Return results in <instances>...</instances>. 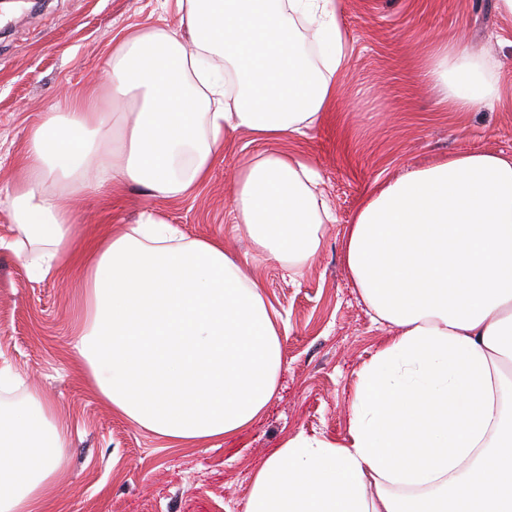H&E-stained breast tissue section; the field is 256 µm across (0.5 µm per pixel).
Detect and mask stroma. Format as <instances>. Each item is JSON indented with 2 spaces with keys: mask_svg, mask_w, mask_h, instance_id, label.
Wrapping results in <instances>:
<instances>
[{
  "mask_svg": "<svg viewBox=\"0 0 512 512\" xmlns=\"http://www.w3.org/2000/svg\"><path fill=\"white\" fill-rule=\"evenodd\" d=\"M348 66L336 102L307 136L289 142L317 169L336 215L317 253L295 274L256 258L250 271L282 313L283 369L262 417L220 447L172 448L119 416L88 386L74 350L82 311L76 269L42 281L0 249V366L16 384L0 406L39 391L69 423L71 435L47 500L66 512H241L251 478L283 437L300 430L342 437L356 372L378 348L342 258V235L375 183L469 149L512 156V106L442 111L421 75L433 47L462 41L492 55L512 83V20L496 0H339ZM177 0H5L0 5V239L16 229L3 191L20 178L31 128L64 93L104 79L109 41L130 26H178ZM261 144L238 133L209 178L179 200L123 186L110 195L74 197L85 234L109 233L152 209L190 239L219 238L251 251L234 222V174Z\"/></svg>",
  "mask_w": 512,
  "mask_h": 512,
  "instance_id": "35a3bbf8",
  "label": "stroma"
}]
</instances>
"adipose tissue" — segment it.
<instances>
[{
    "label": "adipose tissue",
    "instance_id": "adipose-tissue-1",
    "mask_svg": "<svg viewBox=\"0 0 512 512\" xmlns=\"http://www.w3.org/2000/svg\"><path fill=\"white\" fill-rule=\"evenodd\" d=\"M178 12L179 28L114 36L103 90L43 114L26 178L7 189L17 236L0 248L38 252L35 280L79 268L74 349L114 412L171 447L214 448L277 391L281 313L222 241L186 238L148 209L85 239L64 197L118 184L184 197L245 131L267 149L239 170L232 210L256 254L301 268L335 216L318 173L281 145L332 108L347 54L336 0H178ZM495 73L461 43L422 68L451 112L502 102ZM342 244L389 334L356 373L344 436H285L243 512H512V158L471 150L376 185ZM68 437L38 392L0 410V512H53L44 488Z\"/></svg>",
    "mask_w": 512,
    "mask_h": 512
}]
</instances>
